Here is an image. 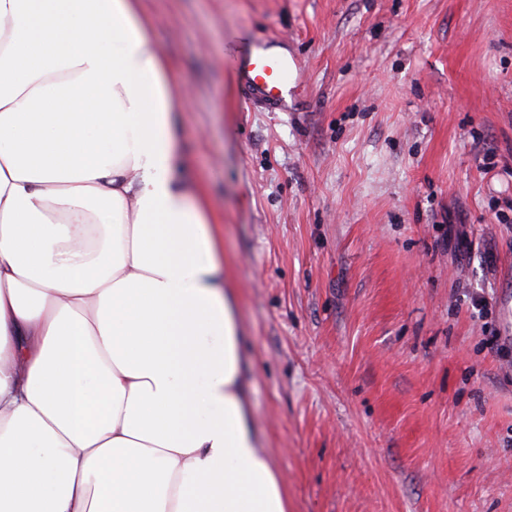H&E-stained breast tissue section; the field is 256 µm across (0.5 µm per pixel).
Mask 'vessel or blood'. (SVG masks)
<instances>
[{"label":"vessel or blood","mask_w":512,"mask_h":512,"mask_svg":"<svg viewBox=\"0 0 512 512\" xmlns=\"http://www.w3.org/2000/svg\"><path fill=\"white\" fill-rule=\"evenodd\" d=\"M244 100L271 112L288 109V87L298 75L296 57L286 39L253 43L236 64Z\"/></svg>","instance_id":"b4317fda"}]
</instances>
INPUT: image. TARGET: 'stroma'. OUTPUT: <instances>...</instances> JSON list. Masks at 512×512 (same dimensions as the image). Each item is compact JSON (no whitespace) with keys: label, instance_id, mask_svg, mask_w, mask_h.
Listing matches in <instances>:
<instances>
[{"label":"stroma","instance_id":"35a3bbf8","mask_svg":"<svg viewBox=\"0 0 512 512\" xmlns=\"http://www.w3.org/2000/svg\"><path fill=\"white\" fill-rule=\"evenodd\" d=\"M143 8L289 512H512V0ZM239 32L288 39L297 111L245 103Z\"/></svg>","mask_w":512,"mask_h":512}]
</instances>
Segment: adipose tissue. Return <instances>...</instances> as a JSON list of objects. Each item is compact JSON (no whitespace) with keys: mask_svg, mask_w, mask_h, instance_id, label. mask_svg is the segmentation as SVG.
I'll return each instance as SVG.
<instances>
[{"mask_svg":"<svg viewBox=\"0 0 512 512\" xmlns=\"http://www.w3.org/2000/svg\"><path fill=\"white\" fill-rule=\"evenodd\" d=\"M140 0H0V512H288Z\"/></svg>","mask_w":512,"mask_h":512,"instance_id":"1","label":"adipose tissue"}]
</instances>
